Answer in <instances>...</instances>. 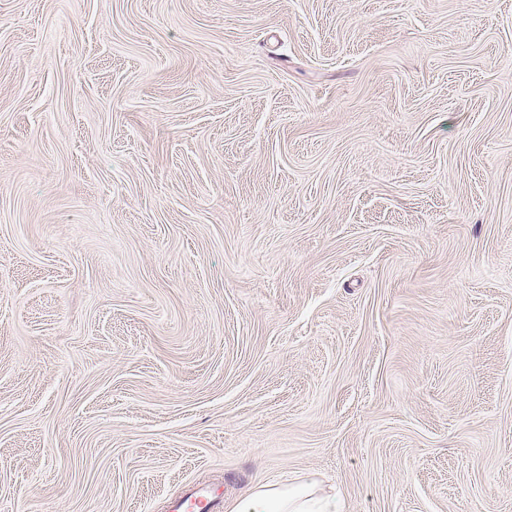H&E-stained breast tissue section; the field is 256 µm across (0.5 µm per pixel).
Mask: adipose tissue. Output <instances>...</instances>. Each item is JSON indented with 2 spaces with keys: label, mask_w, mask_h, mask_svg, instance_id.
Instances as JSON below:
<instances>
[{
  "label": "adipose tissue",
  "mask_w": 512,
  "mask_h": 512,
  "mask_svg": "<svg viewBox=\"0 0 512 512\" xmlns=\"http://www.w3.org/2000/svg\"><path fill=\"white\" fill-rule=\"evenodd\" d=\"M235 512H343V503L309 476L294 484L256 486Z\"/></svg>",
  "instance_id": "obj_1"
}]
</instances>
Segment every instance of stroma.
Returning a JSON list of instances; mask_svg holds the SVG:
<instances>
[{
    "label": "stroma",
    "mask_w": 512,
    "mask_h": 512,
    "mask_svg": "<svg viewBox=\"0 0 512 512\" xmlns=\"http://www.w3.org/2000/svg\"><path fill=\"white\" fill-rule=\"evenodd\" d=\"M512 512V0H0V512ZM336 491L325 492L312 476L294 484H264L253 491L234 512H343ZM220 502L204 488H197L171 506V512H219Z\"/></svg>",
    "instance_id": "obj_1"
}]
</instances>
